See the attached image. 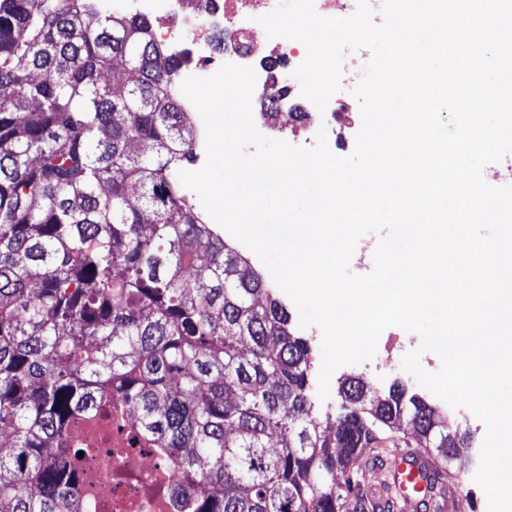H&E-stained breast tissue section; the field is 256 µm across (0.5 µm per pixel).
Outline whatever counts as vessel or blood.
Segmentation results:
<instances>
[{"mask_svg":"<svg viewBox=\"0 0 512 512\" xmlns=\"http://www.w3.org/2000/svg\"><path fill=\"white\" fill-rule=\"evenodd\" d=\"M436 472L433 461L404 448L397 452L390 480L379 491L380 497L396 496L403 500L407 512H422L431 500L428 482Z\"/></svg>","mask_w":512,"mask_h":512,"instance_id":"obj_1","label":"vessel or blood"}]
</instances>
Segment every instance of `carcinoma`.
Wrapping results in <instances>:
<instances>
[{
	"mask_svg": "<svg viewBox=\"0 0 512 512\" xmlns=\"http://www.w3.org/2000/svg\"><path fill=\"white\" fill-rule=\"evenodd\" d=\"M89 13L0 0V512H89L70 424L114 401L193 483L181 512H364L350 464L403 423L446 468L463 439L399 384L346 378L314 416L307 339L173 178L196 138L174 59Z\"/></svg>",
	"mask_w": 512,
	"mask_h": 512,
	"instance_id": "1",
	"label": "carcinoma"
}]
</instances>
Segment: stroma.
<instances>
[{
  "mask_svg": "<svg viewBox=\"0 0 512 512\" xmlns=\"http://www.w3.org/2000/svg\"><path fill=\"white\" fill-rule=\"evenodd\" d=\"M362 72L359 69L343 67L341 88L329 100L326 110L335 113L336 119L331 125L327 138L331 152L345 157L353 153L356 136L362 126L361 113L357 100L352 94L358 84ZM263 95L261 91L252 94V113L259 131L274 130L282 132L284 141L294 144L303 141L308 129L304 126L292 127L288 124L289 113L315 112V105L304 98L300 90H292L282 103L280 113L271 115L262 108ZM402 356H394L387 366L375 369L360 364H348L337 368L329 383V396L324 400H316L315 413L323 415L326 410L334 408L340 401L339 386L344 379L359 378L366 385L367 393L371 396H383L392 384L403 385L409 392L420 394L428 403L442 406V399L420 386L414 377L402 366ZM450 422L466 431L471 437L470 448L456 457L450 464L448 491L437 496L435 512H487L486 496L481 488L471 487L469 478L479 466L480 449L486 436L485 424L477 419L470 411H449Z\"/></svg>",
  "mask_w": 512,
  "mask_h": 512,
  "instance_id": "obj_1",
  "label": "stroma"
}]
</instances>
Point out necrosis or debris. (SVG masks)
Returning <instances> with one entry per match:
<instances>
[{"instance_id":"1","label":"necrosis or debris","mask_w":512,"mask_h":512,"mask_svg":"<svg viewBox=\"0 0 512 512\" xmlns=\"http://www.w3.org/2000/svg\"><path fill=\"white\" fill-rule=\"evenodd\" d=\"M93 0L95 9L116 15L149 18L157 23L156 37L179 61L171 86L180 91L190 76H209L215 63L252 65L262 50L247 22L276 8L279 0ZM233 29L220 56H213L206 32ZM136 431L131 409L112 420L75 419L71 436L87 447L81 469L95 483L93 512H178L171 496L173 474L162 471L147 448L131 445Z\"/></svg>"}]
</instances>
